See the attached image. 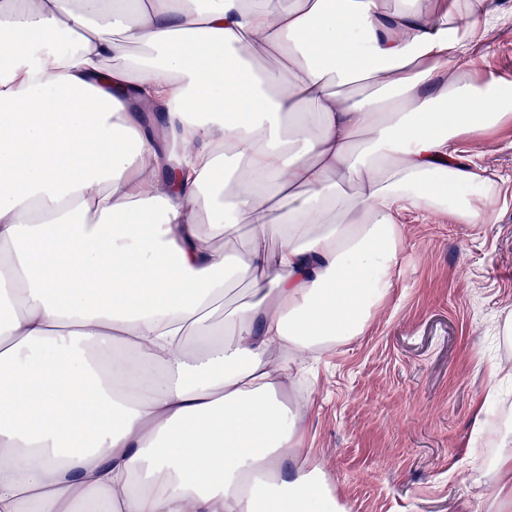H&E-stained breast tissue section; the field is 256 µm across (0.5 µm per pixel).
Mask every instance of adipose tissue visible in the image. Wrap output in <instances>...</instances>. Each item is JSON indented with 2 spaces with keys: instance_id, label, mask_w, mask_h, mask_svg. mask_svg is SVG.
Masks as SVG:
<instances>
[{
  "instance_id": "adipose-tissue-1",
  "label": "adipose tissue",
  "mask_w": 512,
  "mask_h": 512,
  "mask_svg": "<svg viewBox=\"0 0 512 512\" xmlns=\"http://www.w3.org/2000/svg\"><path fill=\"white\" fill-rule=\"evenodd\" d=\"M492 19L0 0V512H319L290 366L362 331L405 213L489 219L497 185L455 144L512 114L478 64ZM141 91L167 111L145 121ZM460 185L477 202L449 206ZM243 224L246 256L214 247ZM234 278L249 298L212 323ZM496 448L487 512H512V431Z\"/></svg>"
}]
</instances>
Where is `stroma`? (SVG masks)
Returning a JSON list of instances; mask_svg holds the SVG:
<instances>
[{
  "label": "stroma",
  "instance_id": "35a3bbf8",
  "mask_svg": "<svg viewBox=\"0 0 512 512\" xmlns=\"http://www.w3.org/2000/svg\"><path fill=\"white\" fill-rule=\"evenodd\" d=\"M482 49L512 82V0ZM499 186L486 224L412 211L389 291L360 336L324 346L298 383L302 446L348 512H486L498 438L488 370L512 363V118L461 138Z\"/></svg>",
  "mask_w": 512,
  "mask_h": 512
}]
</instances>
